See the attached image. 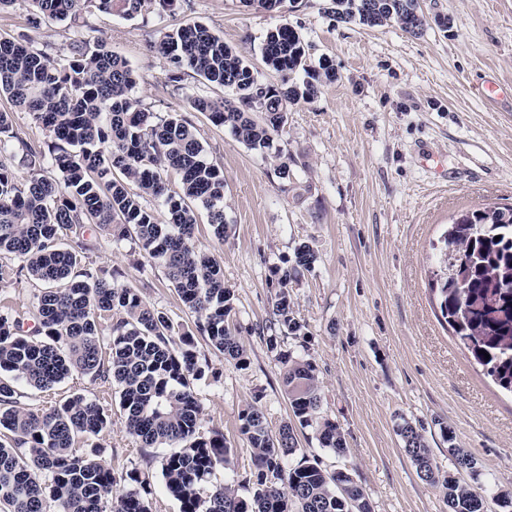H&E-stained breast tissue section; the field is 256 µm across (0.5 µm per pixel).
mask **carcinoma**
Returning <instances> with one entry per match:
<instances>
[{"mask_svg": "<svg viewBox=\"0 0 512 512\" xmlns=\"http://www.w3.org/2000/svg\"><path fill=\"white\" fill-rule=\"evenodd\" d=\"M154 1L164 8L176 2L26 0L33 15L59 21L94 9L132 18ZM419 12V0H332L331 7L339 22L376 27L393 20L413 35L421 33L414 24ZM154 49L173 63L167 83L174 89L190 74L230 89L220 101L196 96L191 106L249 149L275 151L276 176L292 183L293 170L273 149L274 137L287 124L289 107L313 102L324 83L336 80L331 61L311 65L309 45L288 24L269 31L260 47L265 68L282 75L276 84L197 22L164 33ZM135 85L128 61L102 44L74 41L69 55L56 59L45 49L0 38V96L48 133L44 144L29 142L0 110V253L19 261L0 264V280L26 275L44 285L34 296L32 333H21V320L0 313V512H47L49 503L55 512H103V499L118 484L125 492L111 499L110 512H151L148 471L117 473L97 452L76 449L79 440L112 423L100 403L75 394L48 408L18 405L17 385L46 392L75 373L119 387L125 429L140 447L170 449L160 472L180 512H373L361 486L344 489L351 470L329 472L316 459H294L293 426L272 432L254 405L239 415L240 434L252 450L249 474L238 487L216 484L200 498L199 487L231 464L233 448L223 432L199 431L195 385L218 376L206 374L197 339L242 369L248 364L239 328L230 322L233 293L224 286V271L195 240L199 206L224 238V171L207 161L197 132L183 120L142 109L131 95ZM15 164L30 177L19 181ZM46 164L61 178L40 175ZM170 172L180 180L179 193L168 190ZM149 197L163 200L166 223L143 204ZM101 226L115 227L118 239L133 240L162 267L195 313L193 325L149 307L118 282L117 270L85 260L84 233ZM316 261L302 243L291 265L273 271L266 325L272 352L281 337L303 328L288 286ZM432 286L440 321L495 383L512 392V205L466 211L454 220ZM278 359L294 421L312 429L320 447L345 455L341 428L322 412L316 365L290 354ZM397 433L420 479L440 487L448 512H487L486 496L475 488V459L455 444L452 429H442L455 468L446 475L411 422L398 423Z\"/></svg>", "mask_w": 512, "mask_h": 512, "instance_id": "1", "label": "carcinoma"}]
</instances>
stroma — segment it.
Instances as JSON below:
<instances>
[{"instance_id":"1","label":"stroma","mask_w":512,"mask_h":512,"mask_svg":"<svg viewBox=\"0 0 512 512\" xmlns=\"http://www.w3.org/2000/svg\"><path fill=\"white\" fill-rule=\"evenodd\" d=\"M422 35L396 23L365 27L340 23L330 0H285L280 11L243 0H177L126 18L92 11L78 21L34 20L27 0L0 9V37L26 36L53 57L76 40L105 43L131 65L133 96L147 111L178 114L193 126L207 158L224 171L225 238L200 220L196 241L224 269L234 293L232 319L249 364L241 369L200 344L217 380L198 389L201 432L223 431L231 468H217L210 484L241 482L251 450L239 433V414L255 403L271 431L291 413L282 366L266 345L271 317L268 283L294 248L308 243L313 271L289 286L304 328L282 340L283 350L318 369L323 410L347 440L345 456L321 448L311 429L297 432L299 452L327 470L347 467L374 512H446L439 488L422 481L396 432L399 420L425 436L441 472L453 461L442 427L476 460L482 484L512 491V394L500 389L437 320L430 291L439 244L448 224L465 211L512 205V99L486 102L487 81L512 90V0H420ZM448 17L449 27L438 18ZM195 21L223 37L251 62L268 31L288 24L309 44L311 63L333 61L338 78L317 99L288 110L274 145L295 160L296 179L283 188L271 158L248 149L229 128L214 126L190 99L224 96L196 76L182 90L166 86L171 67L153 44L175 24ZM97 264L118 269L121 282L173 321L195 315L132 240L98 228L87 236ZM80 393L112 413L111 426L91 437L113 468H149L153 512H179L160 476L159 448H143L125 430L115 385L72 376L47 392L26 390L23 405H52Z\"/></svg>"}]
</instances>
